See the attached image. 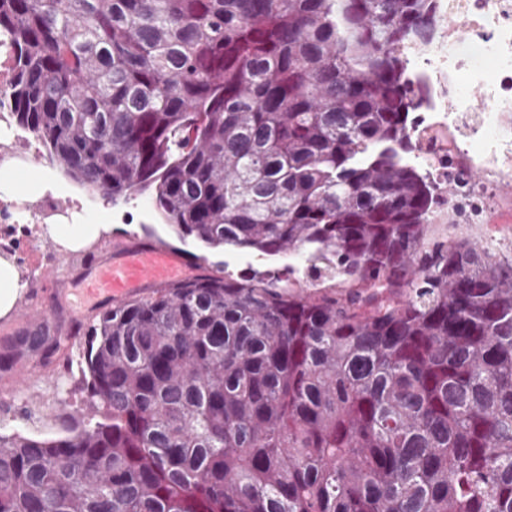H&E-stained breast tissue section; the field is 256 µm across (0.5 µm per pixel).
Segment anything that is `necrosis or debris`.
<instances>
[{
	"instance_id": "1",
	"label": "necrosis or debris",
	"mask_w": 512,
	"mask_h": 512,
	"mask_svg": "<svg viewBox=\"0 0 512 512\" xmlns=\"http://www.w3.org/2000/svg\"><path fill=\"white\" fill-rule=\"evenodd\" d=\"M437 15L432 37L404 48L416 77L429 87L420 125L422 154L483 157L490 165L487 175L462 185L463 196L473 198L512 178V130L500 121L502 113L512 112V0H437ZM11 65L9 48L0 40V163L23 165L38 155L40 141L20 137L10 123ZM476 95L482 106H474ZM83 210L79 201L56 207L49 193L23 203L0 198L4 224H57Z\"/></svg>"
}]
</instances>
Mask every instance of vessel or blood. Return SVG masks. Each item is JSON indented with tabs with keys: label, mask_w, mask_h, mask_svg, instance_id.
Returning <instances> with one entry per match:
<instances>
[{
	"label": "vessel or blood",
	"mask_w": 512,
	"mask_h": 512,
	"mask_svg": "<svg viewBox=\"0 0 512 512\" xmlns=\"http://www.w3.org/2000/svg\"><path fill=\"white\" fill-rule=\"evenodd\" d=\"M185 268V263L169 251L140 247L98 267L85 288L95 300H121L145 286L179 280Z\"/></svg>",
	"instance_id": "b4317fda"
}]
</instances>
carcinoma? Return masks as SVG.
Instances as JSON below:
<instances>
[{
    "mask_svg": "<svg viewBox=\"0 0 512 512\" xmlns=\"http://www.w3.org/2000/svg\"><path fill=\"white\" fill-rule=\"evenodd\" d=\"M436 0H0L12 122L152 188L203 274L87 326V413L0 433V512H512V266L431 216L402 46ZM334 281L325 285L326 280Z\"/></svg>",
    "mask_w": 512,
    "mask_h": 512,
    "instance_id": "1",
    "label": "carcinoma"
}]
</instances>
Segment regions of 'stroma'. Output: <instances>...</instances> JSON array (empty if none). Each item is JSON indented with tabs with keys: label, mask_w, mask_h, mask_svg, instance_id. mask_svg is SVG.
<instances>
[{
	"label": "stroma",
	"mask_w": 512,
	"mask_h": 512,
	"mask_svg": "<svg viewBox=\"0 0 512 512\" xmlns=\"http://www.w3.org/2000/svg\"><path fill=\"white\" fill-rule=\"evenodd\" d=\"M112 233L87 250L61 252L42 236L26 237L21 225L0 223V233L15 237L10 251L21 273L23 294L11 317L0 318V432H21L38 438L63 435L82 406L79 382L84 356V330L106 303L92 304L82 288L99 264L112 261L125 242L154 244L174 250L199 273L225 269L233 275L273 270L287 275L291 258L263 256L252 250H214L193 239H179L160 220L150 192L139 191L120 201ZM464 201L442 205L435 213L449 239H467L489 248L496 258L512 264V180L502 181L479 220L467 216ZM53 271L70 286L61 291L40 273ZM58 349H51L52 339Z\"/></svg>",
	"instance_id": "1"
}]
</instances>
